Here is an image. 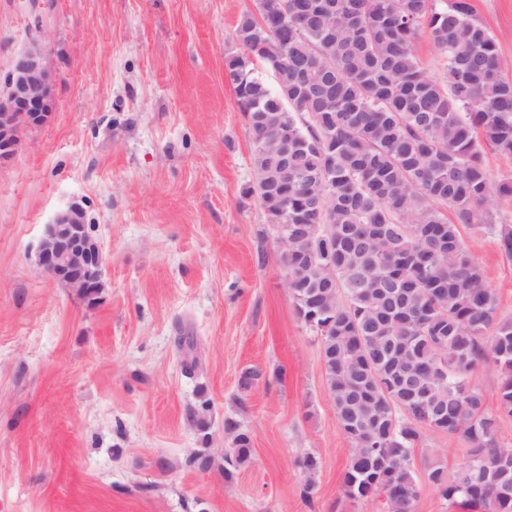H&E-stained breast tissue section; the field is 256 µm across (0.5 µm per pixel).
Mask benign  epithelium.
Segmentation results:
<instances>
[{
    "instance_id": "obj_1",
    "label": "benign epithelium",
    "mask_w": 512,
    "mask_h": 512,
    "mask_svg": "<svg viewBox=\"0 0 512 512\" xmlns=\"http://www.w3.org/2000/svg\"><path fill=\"white\" fill-rule=\"evenodd\" d=\"M56 79L48 42L42 36L32 39L0 82L1 164L16 153L24 132L49 119ZM35 263L43 275L81 300L102 288L104 256L79 206H71L46 226Z\"/></svg>"
}]
</instances>
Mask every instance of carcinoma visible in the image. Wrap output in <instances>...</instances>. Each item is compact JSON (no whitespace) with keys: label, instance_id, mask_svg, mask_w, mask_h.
Masks as SVG:
<instances>
[{"label":"carcinoma","instance_id":"carcinoma-1","mask_svg":"<svg viewBox=\"0 0 512 512\" xmlns=\"http://www.w3.org/2000/svg\"><path fill=\"white\" fill-rule=\"evenodd\" d=\"M239 18L224 70L253 132L255 181L243 190L288 236V292L320 336L332 404L350 443L347 497L415 512L413 452L428 417L470 445L453 472L424 466L456 508L512 512V319L465 245L461 227L512 197L484 145L512 155V82L470 0H255ZM444 59L426 72L414 42ZM275 79L270 88L255 68ZM454 213L450 220L440 209ZM499 370L497 409L467 383ZM224 476L245 466L251 434L224 420ZM310 497L319 457L296 460ZM495 503H488V485Z\"/></svg>","mask_w":512,"mask_h":512}]
</instances>
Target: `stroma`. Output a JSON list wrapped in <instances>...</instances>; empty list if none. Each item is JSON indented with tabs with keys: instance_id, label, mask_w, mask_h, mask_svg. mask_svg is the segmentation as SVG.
<instances>
[{
	"instance_id": "obj_1",
	"label": "stroma",
	"mask_w": 512,
	"mask_h": 512,
	"mask_svg": "<svg viewBox=\"0 0 512 512\" xmlns=\"http://www.w3.org/2000/svg\"><path fill=\"white\" fill-rule=\"evenodd\" d=\"M512 80V0H471ZM254 0H0V77L41 34L57 67L55 108L0 165V512H385L343 488L349 444L321 343L296 315L283 247L254 181L252 133L224 57ZM106 260L80 301L34 249L70 205ZM491 224L462 235L512 318V258ZM202 365L183 368L176 338ZM261 379L238 386L244 369ZM208 404L206 430L186 419ZM253 436L224 477L225 418ZM460 433L424 430L417 467L455 471ZM319 456L304 497L298 456ZM208 455L201 471L191 459Z\"/></svg>"
}]
</instances>
